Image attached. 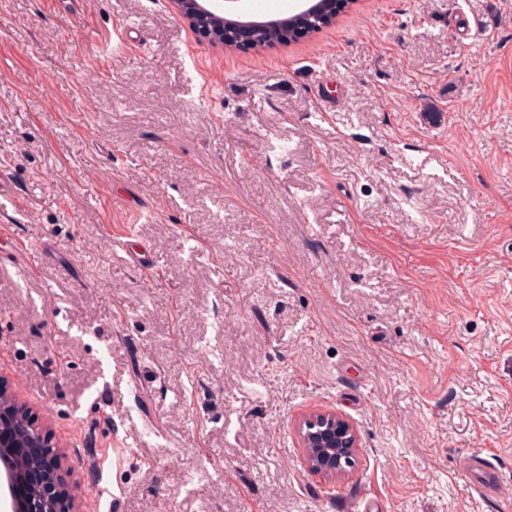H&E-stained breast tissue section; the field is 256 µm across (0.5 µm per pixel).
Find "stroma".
Returning <instances> with one entry per match:
<instances>
[{
	"label": "stroma",
	"mask_w": 512,
	"mask_h": 512,
	"mask_svg": "<svg viewBox=\"0 0 512 512\" xmlns=\"http://www.w3.org/2000/svg\"><path fill=\"white\" fill-rule=\"evenodd\" d=\"M0 378L77 512H502L461 463L512 488V0L263 53L164 0H0ZM327 410L342 479L295 433ZM307 468L326 477L344 475L361 448L356 426L335 411L305 415L295 423ZM465 460L467 474L482 498L499 504L511 499V493L502 484L498 470L486 456L470 455Z\"/></svg>",
	"instance_id": "1"
}]
</instances>
